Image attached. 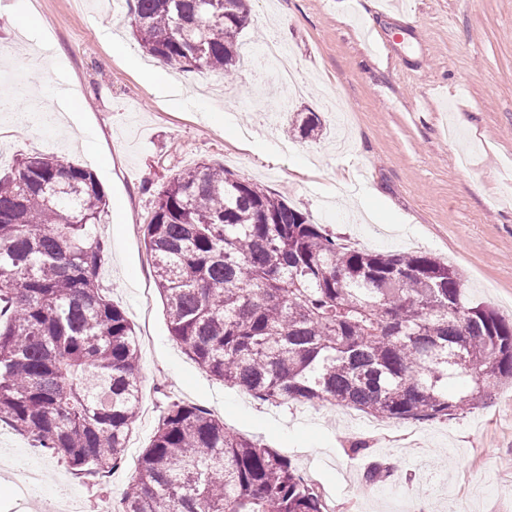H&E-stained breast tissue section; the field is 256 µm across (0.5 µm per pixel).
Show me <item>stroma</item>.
Returning a JSON list of instances; mask_svg holds the SVG:
<instances>
[{"instance_id": "1", "label": "stroma", "mask_w": 512, "mask_h": 512, "mask_svg": "<svg viewBox=\"0 0 512 512\" xmlns=\"http://www.w3.org/2000/svg\"><path fill=\"white\" fill-rule=\"evenodd\" d=\"M244 52L291 51L294 82L170 70L134 38L126 0H31L49 33L34 50L17 0H0V96L43 92L52 121L0 111V152L50 153L92 171L105 193L100 280L140 339V412L126 460L107 480L76 476L0 424V460L36 463L69 512L123 497L170 401L200 406L291 457L336 512H512V385L434 421L381 420L318 404L259 401L216 380L172 339L142 242L155 198L201 163L284 196L345 244L447 261L469 296L512 319V0H250ZM319 113L322 137L289 133ZM345 202H337V192ZM366 442L359 454L353 441ZM390 472L376 484L373 461Z\"/></svg>"}]
</instances>
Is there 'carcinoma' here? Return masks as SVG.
<instances>
[{
    "mask_svg": "<svg viewBox=\"0 0 512 512\" xmlns=\"http://www.w3.org/2000/svg\"><path fill=\"white\" fill-rule=\"evenodd\" d=\"M132 33L175 69L232 74L249 0H131ZM295 112L302 138L322 131ZM105 194L55 156L0 176V422L86 477L123 459L142 395L135 329L99 283ZM173 340L263 402L431 421L512 383V320L427 254L348 247L264 187L201 163L141 225ZM125 512H326L292 460L170 403Z\"/></svg>",
    "mask_w": 512,
    "mask_h": 512,
    "instance_id": "cac0c4a2",
    "label": "carcinoma"
}]
</instances>
